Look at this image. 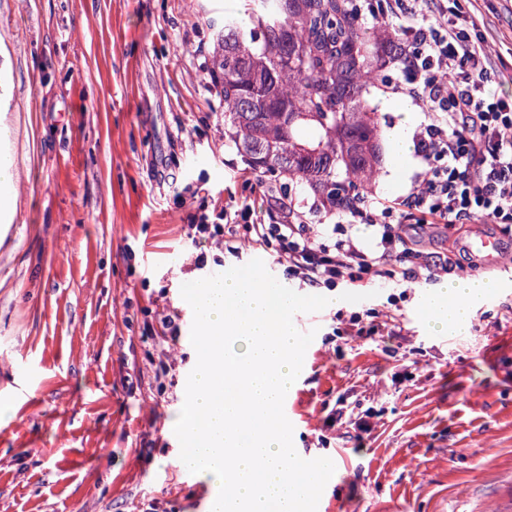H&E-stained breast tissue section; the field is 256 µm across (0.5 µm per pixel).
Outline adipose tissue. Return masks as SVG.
<instances>
[{
    "mask_svg": "<svg viewBox=\"0 0 512 512\" xmlns=\"http://www.w3.org/2000/svg\"><path fill=\"white\" fill-rule=\"evenodd\" d=\"M489 289L487 282L462 277L441 283L437 292L425 302L427 325L436 331L466 333L473 302L483 298Z\"/></svg>",
    "mask_w": 512,
    "mask_h": 512,
    "instance_id": "obj_1",
    "label": "adipose tissue"
}]
</instances>
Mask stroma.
I'll return each mask as SVG.
<instances>
[{"label": "stroma", "instance_id": "35a3bbf8", "mask_svg": "<svg viewBox=\"0 0 512 512\" xmlns=\"http://www.w3.org/2000/svg\"><path fill=\"white\" fill-rule=\"evenodd\" d=\"M239 0H0V161L17 174L0 212V512H210L214 486L172 460L174 423L197 354L182 324L176 342L148 325L182 307L186 226L201 210L252 197L231 161L224 105L205 85L216 14ZM492 54L509 68L496 91L512 97V0H476ZM416 153H385L368 196L419 188ZM494 284L467 333H434L418 316L439 280L388 289L342 311L398 315L399 336L316 342L292 391L293 444L330 458L324 493L335 512H512V254L464 266ZM372 410L349 436L325 418L339 406Z\"/></svg>", "mask_w": 512, "mask_h": 512}]
</instances>
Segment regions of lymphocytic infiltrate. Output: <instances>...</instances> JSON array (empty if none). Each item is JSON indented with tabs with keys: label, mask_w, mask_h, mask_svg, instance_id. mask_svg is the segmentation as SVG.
I'll use <instances>...</instances> for the list:
<instances>
[{
	"label": "lymphocytic infiltrate",
	"mask_w": 512,
	"mask_h": 512,
	"mask_svg": "<svg viewBox=\"0 0 512 512\" xmlns=\"http://www.w3.org/2000/svg\"><path fill=\"white\" fill-rule=\"evenodd\" d=\"M360 3L361 16L391 20L405 42L392 62L402 78L386 84V93L410 97L431 116L416 142L428 166L421 188L393 201L367 198L336 211L330 233L322 236L308 222L309 213L324 210L318 201L305 210L284 193L225 204L217 217L198 214L188 227L198 249L193 269L207 263L203 245L213 243L235 255L245 242L256 249L275 248L277 264L302 288L359 289L373 276L396 288L461 268L463 248L429 255L419 251L428 229L458 231L483 220L512 232V99L489 90L498 70L484 39L460 26L448 0ZM259 207L267 222L254 221ZM356 224L373 227V247L352 234Z\"/></svg>",
	"instance_id": "lymphocytic-infiltrate-1"
}]
</instances>
